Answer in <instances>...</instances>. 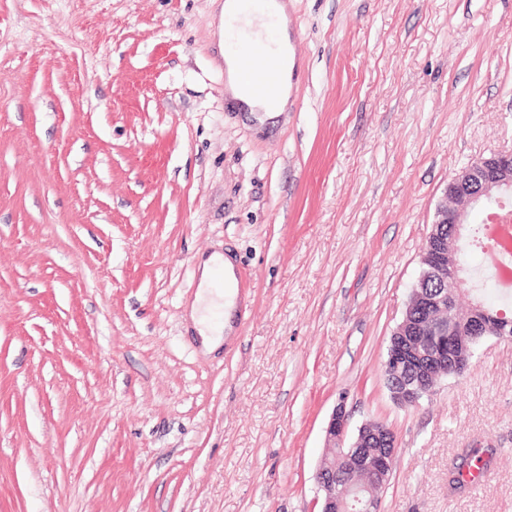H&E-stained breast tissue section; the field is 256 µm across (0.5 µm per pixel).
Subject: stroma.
<instances>
[{
  "label": "stroma",
  "instance_id": "obj_1",
  "mask_svg": "<svg viewBox=\"0 0 512 512\" xmlns=\"http://www.w3.org/2000/svg\"><path fill=\"white\" fill-rule=\"evenodd\" d=\"M286 112L224 92L217 0H0V512H318L385 423L380 512H512V341L412 407L384 360L448 181L512 151V0H288ZM237 267L203 351L199 261ZM487 468L459 491L466 451ZM348 414L345 409V401L339 400L334 407L327 426L325 428V438L328 448H335L336 455L331 454L329 463L336 469V474L340 475L346 486L344 503L350 511L358 512L360 502L355 497L364 498L366 491V501L362 507L363 512H378L381 498V492L388 484L393 468V459L395 448L397 447L396 437L392 436L387 429L379 428L374 422H367L359 427L357 435L348 447H343L348 431ZM343 458L348 461L350 469L358 473H372L374 483L364 486L358 491V477L349 469L346 462L340 455V449ZM372 448H391L382 451H373ZM393 448V449H392ZM325 462L319 466L315 474V482L318 490V512H342L343 502L340 499L336 477L333 470L326 468Z\"/></svg>",
  "mask_w": 512,
  "mask_h": 512
}]
</instances>
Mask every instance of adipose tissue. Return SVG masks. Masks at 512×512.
<instances>
[{
	"mask_svg": "<svg viewBox=\"0 0 512 512\" xmlns=\"http://www.w3.org/2000/svg\"><path fill=\"white\" fill-rule=\"evenodd\" d=\"M249 29L255 36L271 34L281 47H288L291 29L288 22V6L285 0H265L263 8L255 14L244 13L239 0H224L221 7L219 36L224 47L225 90L236 101L241 111L252 115L270 118L284 112L288 106L292 85L293 65L285 63L278 75V95L275 102H267L256 97L246 89L251 79L247 69L242 67L238 58L228 47L232 44L237 30ZM231 278L232 271L222 255L215 254L202 263L201 289L191 306V317L201 338L204 350H212L222 344L226 323L215 321V310H231L232 300L226 299L222 290L215 284L216 277Z\"/></svg>",
	"mask_w": 512,
	"mask_h": 512,
	"instance_id": "ef3b65f1",
	"label": "adipose tissue"
}]
</instances>
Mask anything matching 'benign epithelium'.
<instances>
[{"label":"benign epithelium","instance_id":"1","mask_svg":"<svg viewBox=\"0 0 512 512\" xmlns=\"http://www.w3.org/2000/svg\"><path fill=\"white\" fill-rule=\"evenodd\" d=\"M512 187V152L494 153L482 157L457 173L448 181L444 196L458 200L454 207L444 203L437 208V219L421 253V276L435 281H448V270L456 265V247L448 245V237L440 232V226L455 225L466 221L470 209L482 203L487 205L500 200V194ZM413 306L418 310L419 321L411 322L408 315L392 332V341L387 348L384 362L385 381L391 390L393 401L403 407L409 400L432 392L442 379V366L448 359L464 357V337L448 322V294L426 290L414 295ZM415 363L423 364L422 370L408 380L401 378L404 370ZM348 431V414L344 398L334 407L327 426V447H339L348 461L350 469L373 475L374 483L364 487L366 501L362 512H379L381 492L388 484L393 468L396 437L373 422L359 427L349 446H344ZM318 490L319 512H342L334 471L320 465L315 474Z\"/></svg>","mask_w":512,"mask_h":512}]
</instances>
